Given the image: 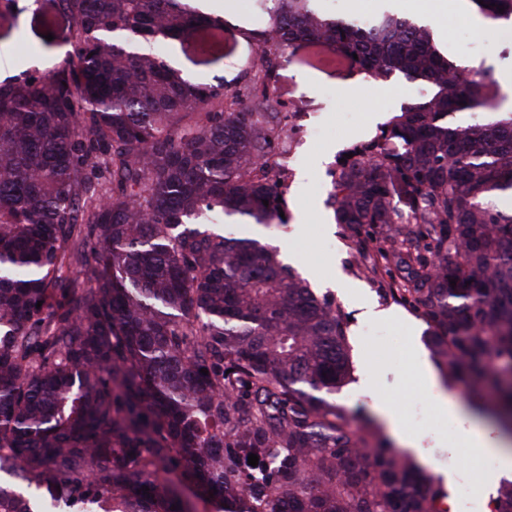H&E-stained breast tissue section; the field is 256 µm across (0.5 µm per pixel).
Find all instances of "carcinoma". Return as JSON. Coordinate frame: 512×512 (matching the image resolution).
Instances as JSON below:
<instances>
[{"label": "carcinoma", "mask_w": 512, "mask_h": 512, "mask_svg": "<svg viewBox=\"0 0 512 512\" xmlns=\"http://www.w3.org/2000/svg\"><path fill=\"white\" fill-rule=\"evenodd\" d=\"M470 2L490 27L512 20V0ZM58 6L69 58L0 83V512H191L177 480L212 512H443L440 482L333 401L351 375L341 308L277 247L210 226L288 223L271 83L287 49L426 85L336 163L327 204L390 244L374 259L400 273L386 292L428 325L445 381L488 383L470 400L507 429L512 111L497 82L450 84L460 68L415 19L255 0L259 63L230 91L155 51L224 32L188 0ZM492 512H512V482Z\"/></svg>", "instance_id": "carcinoma-1"}]
</instances>
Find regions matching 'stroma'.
Returning a JSON list of instances; mask_svg holds the SVG:
<instances>
[{
    "instance_id": "obj_1",
    "label": "stroma",
    "mask_w": 512,
    "mask_h": 512,
    "mask_svg": "<svg viewBox=\"0 0 512 512\" xmlns=\"http://www.w3.org/2000/svg\"><path fill=\"white\" fill-rule=\"evenodd\" d=\"M242 29H230L213 48L189 42L168 50L172 65L205 81L222 79L241 88L243 76L257 62L258 47L250 36L261 25L254 0H235ZM438 46L462 69L490 70L493 77L512 74V23L488 27L475 10L442 9L431 21ZM72 21L56 12L51 0H15L13 10L0 8V82L25 74H51L71 50ZM285 112L294 116L287 147L294 153L284 161L288 175L289 222L253 226L257 236L277 245L299 273L314 271L317 294L340 306L347 323V342L353 363L350 381L335 395L336 404L354 423H376L373 398L392 403L409 418L415 402L430 394H452L464 400L471 379L438 384L427 391L418 381L412 354L426 346L428 327L406 303L386 296L385 281L369 274L361 256L365 245L344 225L336 223L326 204L337 159L350 147L369 140L413 96V86L399 76L374 79L358 71L314 68L306 50L281 58L273 80ZM367 293L380 308L393 311L388 320H363L353 302L345 299L334 280ZM369 373L371 394H362L359 379ZM449 421L432 413L430 427L411 425L419 449L414 461L432 474L452 470L469 476L481 453L457 447Z\"/></svg>"
}]
</instances>
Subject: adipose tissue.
I'll return each mask as SVG.
<instances>
[{
  "instance_id": "1",
  "label": "adipose tissue",
  "mask_w": 512,
  "mask_h": 512,
  "mask_svg": "<svg viewBox=\"0 0 512 512\" xmlns=\"http://www.w3.org/2000/svg\"><path fill=\"white\" fill-rule=\"evenodd\" d=\"M435 407L439 413L447 415L456 423V442L460 447L477 448L495 457V469L483 478L479 486L480 496L486 500L490 499L495 495L502 480H512V451L508 450L506 441L490 438L488 433L475 423L473 416L451 398L436 400Z\"/></svg>"
}]
</instances>
